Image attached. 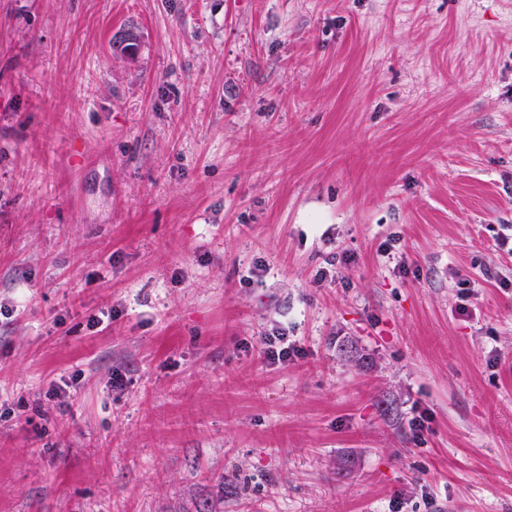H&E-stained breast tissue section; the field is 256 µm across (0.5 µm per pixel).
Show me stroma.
I'll return each instance as SVG.
<instances>
[{"label":"stroma","mask_w":512,"mask_h":512,"mask_svg":"<svg viewBox=\"0 0 512 512\" xmlns=\"http://www.w3.org/2000/svg\"><path fill=\"white\" fill-rule=\"evenodd\" d=\"M0 512H512V0H0ZM281 329H272L265 336L266 347L262 351L263 360L268 364L288 363L295 358H302L300 348L288 342V336Z\"/></svg>","instance_id":"35a3bbf8"}]
</instances>
